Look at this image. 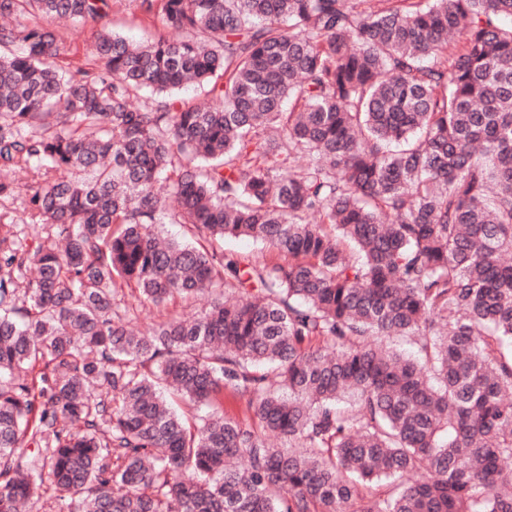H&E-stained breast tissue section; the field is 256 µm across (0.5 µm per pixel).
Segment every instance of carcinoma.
<instances>
[{"label":"carcinoma","mask_w":512,"mask_h":512,"mask_svg":"<svg viewBox=\"0 0 512 512\" xmlns=\"http://www.w3.org/2000/svg\"><path fill=\"white\" fill-rule=\"evenodd\" d=\"M112 6L0 0V170L50 240L0 222V512H512V0H141L147 42ZM127 291L209 301L138 336ZM138 0H121L114 6L109 17L111 26L132 41L164 36L172 38L176 33L165 27L160 17H146L138 8ZM99 26L92 21H80L60 31L64 36L59 64L66 71L87 70L102 74L103 66L93 54V44Z\"/></svg>","instance_id":"carcinoma-1"}]
</instances>
